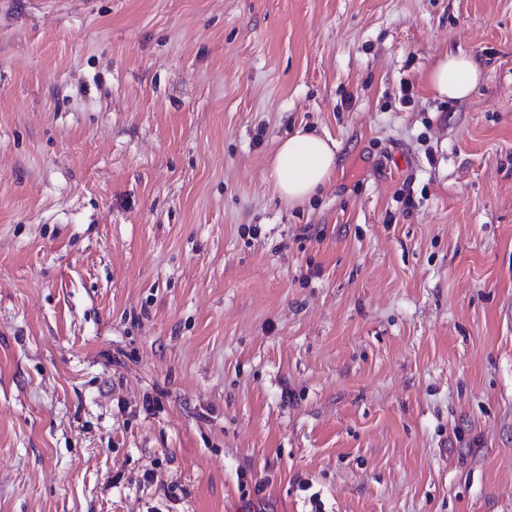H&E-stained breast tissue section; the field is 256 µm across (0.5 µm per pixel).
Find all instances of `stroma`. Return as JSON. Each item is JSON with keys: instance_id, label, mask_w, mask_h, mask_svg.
I'll return each instance as SVG.
<instances>
[{"instance_id": "1", "label": "stroma", "mask_w": 512, "mask_h": 512, "mask_svg": "<svg viewBox=\"0 0 512 512\" xmlns=\"http://www.w3.org/2000/svg\"><path fill=\"white\" fill-rule=\"evenodd\" d=\"M0 512H512V0H0ZM484 77L475 60L464 54H445L427 73V82L441 99L469 96ZM336 142L300 127L279 140L270 161L279 197L288 205H302L327 189L336 176Z\"/></svg>"}]
</instances>
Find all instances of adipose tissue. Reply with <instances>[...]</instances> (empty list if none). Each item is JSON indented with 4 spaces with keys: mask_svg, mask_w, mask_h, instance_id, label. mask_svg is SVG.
I'll return each mask as SVG.
<instances>
[{
    "mask_svg": "<svg viewBox=\"0 0 512 512\" xmlns=\"http://www.w3.org/2000/svg\"><path fill=\"white\" fill-rule=\"evenodd\" d=\"M483 77L472 57L448 53L428 72L427 82L439 98L459 100L469 96ZM336 167L335 141L301 127L279 140L270 161L275 189L291 206L304 204L327 189Z\"/></svg>",
    "mask_w": 512,
    "mask_h": 512,
    "instance_id": "ef3b65f1",
    "label": "adipose tissue"
}]
</instances>
